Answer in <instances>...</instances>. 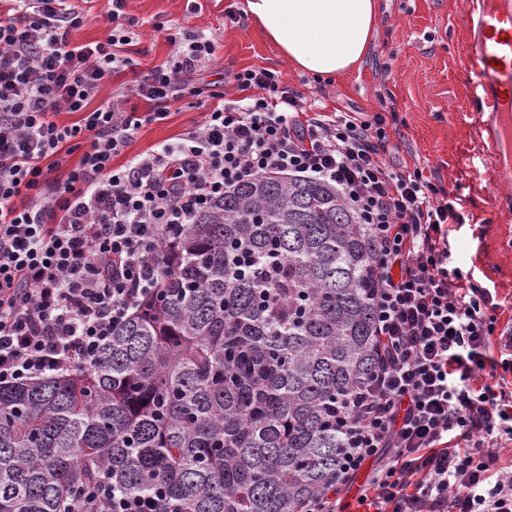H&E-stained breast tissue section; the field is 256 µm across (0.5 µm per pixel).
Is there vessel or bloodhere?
<instances>
[{"label":"vessel or blood","mask_w":512,"mask_h":512,"mask_svg":"<svg viewBox=\"0 0 512 512\" xmlns=\"http://www.w3.org/2000/svg\"><path fill=\"white\" fill-rule=\"evenodd\" d=\"M512 18V0H471L464 22L469 62L479 76L472 101L478 135L497 165L512 168V31L499 30Z\"/></svg>","instance_id":"b4317fda"}]
</instances>
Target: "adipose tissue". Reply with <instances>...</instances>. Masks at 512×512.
<instances>
[{
  "mask_svg": "<svg viewBox=\"0 0 512 512\" xmlns=\"http://www.w3.org/2000/svg\"><path fill=\"white\" fill-rule=\"evenodd\" d=\"M240 9L295 69L331 78L362 62L379 2L241 0Z\"/></svg>",
  "mask_w": 512,
  "mask_h": 512,
  "instance_id": "obj_1",
  "label": "adipose tissue"
}]
</instances>
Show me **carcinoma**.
I'll return each instance as SVG.
<instances>
[{"mask_svg":"<svg viewBox=\"0 0 512 512\" xmlns=\"http://www.w3.org/2000/svg\"><path fill=\"white\" fill-rule=\"evenodd\" d=\"M174 252L94 363L0 386V512H72L101 479L155 512H297L327 489L336 400L375 365L366 226L324 182L261 176Z\"/></svg>","mask_w":512,"mask_h":512,"instance_id":"cac0c4a2","label":"carcinoma"}]
</instances>
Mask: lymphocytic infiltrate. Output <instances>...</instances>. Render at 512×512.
Returning a JSON list of instances; mask_svg holds the SVG:
<instances>
[{
    "label": "lymphocytic infiltrate",
    "mask_w": 512,
    "mask_h": 512,
    "mask_svg": "<svg viewBox=\"0 0 512 512\" xmlns=\"http://www.w3.org/2000/svg\"><path fill=\"white\" fill-rule=\"evenodd\" d=\"M112 0L105 41L73 44L69 0H12L0 14V385L96 361L112 328L161 288L162 247L226 191L264 175L326 181L366 224L375 355L369 382L336 407V477L298 512H345L365 463L364 512H512V328L489 289L453 267L456 201L421 169L383 158L382 113L307 111L282 75L236 73L245 102L218 104L201 71L204 31L169 34V60L131 81L134 18ZM148 106L127 111L128 96ZM194 99L203 122L124 159L146 122ZM214 107H207V100ZM77 121L59 123L61 113ZM75 166H68L70 156ZM123 164H116V157ZM87 512H154L100 482Z\"/></svg>",
    "instance_id": "1"
}]
</instances>
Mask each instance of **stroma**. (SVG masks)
<instances>
[{
    "instance_id": "stroma-1",
    "label": "stroma",
    "mask_w": 512,
    "mask_h": 512,
    "mask_svg": "<svg viewBox=\"0 0 512 512\" xmlns=\"http://www.w3.org/2000/svg\"><path fill=\"white\" fill-rule=\"evenodd\" d=\"M470 0H380L379 19L359 69L322 80L293 69L239 8L240 0H127L126 13L137 19L132 48L139 73L164 63L171 54L165 31L202 28L216 43L204 81L223 87L225 102L242 98L234 76L246 68L283 75L289 87L325 112L364 116L395 110L387 163L421 168L459 199L460 224L454 225L453 263L473 282L512 298V247L501 229L512 226V212L494 207V189L512 187V174L491 168L470 118L477 78L468 58L463 23ZM204 119L203 110L175 105L168 119L138 131L127 156L174 142Z\"/></svg>"
}]
</instances>
